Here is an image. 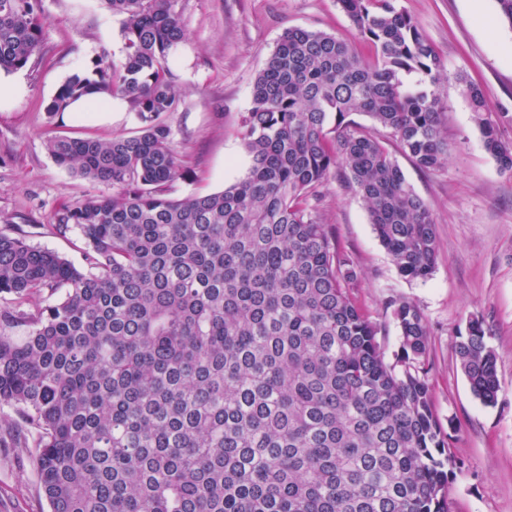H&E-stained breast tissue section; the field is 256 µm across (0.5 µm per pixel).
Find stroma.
Returning <instances> with one entry per match:
<instances>
[{
	"mask_svg": "<svg viewBox=\"0 0 512 512\" xmlns=\"http://www.w3.org/2000/svg\"><path fill=\"white\" fill-rule=\"evenodd\" d=\"M442 62L439 78L450 152L444 168L419 170L395 140L387 147L415 191L430 206L438 260L427 280L402 276L379 242L360 196L332 183L322 221L353 262L354 295L381 325L387 352L399 332L390 301L405 299L423 313L430 333L428 381L458 467L448 485L455 512H512V175L501 172L483 147L465 89L484 93L499 134L512 142V26L496 0H399ZM186 39L169 65L181 104L166 116L173 144L189 174L169 195L208 194L242 177L250 157L241 119L253 83L282 32L302 28L336 35L373 62L365 41L337 0H179ZM46 19L39 56L17 78L26 93L0 108V231L20 230L35 245L81 265L79 235L47 233L56 210L112 189L58 166L46 142L55 135L109 139L135 134V112L112 123L70 122L47 107L59 86L86 71L101 50L125 55L121 16L100 0H41ZM482 321L497 355L500 391L495 405L472 394L453 346L470 320ZM0 512H50L34 459L26 448L0 447Z\"/></svg>",
	"mask_w": 512,
	"mask_h": 512,
	"instance_id": "obj_1",
	"label": "stroma"
}]
</instances>
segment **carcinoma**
Instances as JSON below:
<instances>
[{
	"label": "carcinoma",
	"instance_id": "obj_1",
	"mask_svg": "<svg viewBox=\"0 0 512 512\" xmlns=\"http://www.w3.org/2000/svg\"><path fill=\"white\" fill-rule=\"evenodd\" d=\"M101 2L123 16L124 58L102 51L48 112L120 95L140 127L47 141L59 165L112 186L48 225L79 231L82 266L0 231V406L15 414L0 446L34 449L51 512H453L457 461L427 380L425 318L389 303L400 345L388 357L319 210L342 182L399 272L433 273L429 205L385 142L422 171L447 164L427 38L398 0H338L375 49L370 65L333 34L285 29L242 117L247 174L172 198L166 187L185 173L165 122L180 104L178 0ZM44 27L38 0H0V70L25 68ZM467 96L485 150L512 174L482 90ZM454 354L472 394L495 404L480 321Z\"/></svg>",
	"mask_w": 512,
	"mask_h": 512
}]
</instances>
